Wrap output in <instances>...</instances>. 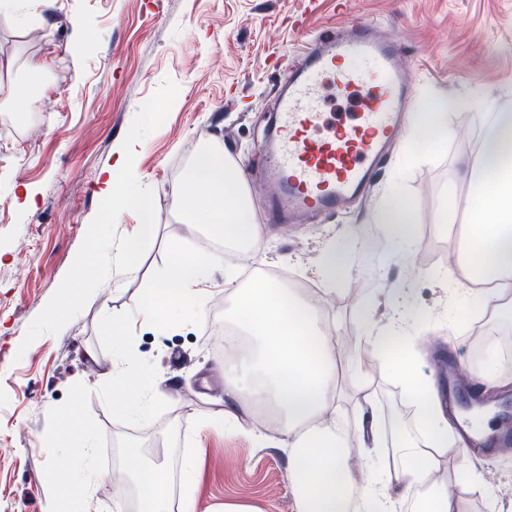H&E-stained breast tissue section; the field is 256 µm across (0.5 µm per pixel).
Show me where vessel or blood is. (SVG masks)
Returning <instances> with one entry per match:
<instances>
[{"mask_svg":"<svg viewBox=\"0 0 512 512\" xmlns=\"http://www.w3.org/2000/svg\"><path fill=\"white\" fill-rule=\"evenodd\" d=\"M329 75L366 94L350 121L323 136L322 86ZM412 89L410 73L369 21L355 20L349 34L320 40L277 99L266 180L276 212L330 211L363 195L398 135Z\"/></svg>","mask_w":512,"mask_h":512,"instance_id":"vessel-or-blood-1","label":"vessel or blood"}]
</instances>
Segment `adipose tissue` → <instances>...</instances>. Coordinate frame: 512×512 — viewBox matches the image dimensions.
I'll list each match as a JSON object with an SVG mask.
<instances>
[{
	"instance_id": "1",
	"label": "adipose tissue",
	"mask_w": 512,
	"mask_h": 512,
	"mask_svg": "<svg viewBox=\"0 0 512 512\" xmlns=\"http://www.w3.org/2000/svg\"><path fill=\"white\" fill-rule=\"evenodd\" d=\"M473 201L470 223L462 225L459 249L479 255L484 270L496 286L483 292L503 319L512 322V110L497 113L487 131L477 161L463 174ZM98 194L105 200L129 198L138 209L140 223L126 249L128 267H135L140 253L155 243L157 226L152 199L133 193L128 183L115 180L111 170H102ZM176 206L188 228L205 226L216 238L228 243L256 241L249 191L235 164L223 148L210 145L190 163ZM176 260L163 274V285L150 289L134 304L132 317L162 327L201 312V285L216 266L214 253L188 249L183 243L170 246ZM251 338L230 359L231 364L251 371L249 380L233 375L224 378L227 400L251 408L270 405L278 413L276 431L283 438L290 464L294 512H403L409 499H416L418 512H470L469 500L449 492L437 479V471L448 452V419L433 382L421 379L415 361L397 357L395 372L411 404L419 414L421 440L401 448L404 470L389 474L387 481L358 482L357 470H369L372 462L361 459L359 469L347 462L345 429L332 418L334 411L336 347L327 332L316 301L299 297L267 277H253L244 290L227 296ZM393 315L387 327L363 320L362 331L381 347L403 335L409 308L404 291L392 296ZM112 406L125 417H149L155 398L149 384L137 373L112 376ZM70 426L64 447L78 451L72 492L90 494L103 478L88 459L95 435L75 424ZM126 457L137 458L127 468V480L135 495L137 512H193L190 479L174 484L168 471L140 461V451L127 449ZM403 490L395 494L392 484ZM180 499H173V492Z\"/></svg>"
}]
</instances>
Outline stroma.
<instances>
[{"mask_svg":"<svg viewBox=\"0 0 512 512\" xmlns=\"http://www.w3.org/2000/svg\"><path fill=\"white\" fill-rule=\"evenodd\" d=\"M22 7L37 25L0 21V80L15 91L0 99V512H54L59 504L68 512H119L126 500L115 476L128 448L147 456L161 449V465L177 474L184 456L196 453L195 512H220L228 502L293 512L288 455L276 436L260 442L200 425L202 413L224 406V354L215 340L235 322L216 305L225 295L223 267L214 268L208 303L191 321L160 328L130 320L127 365L158 397L151 416L131 421L107 402L112 387L102 374L113 350L106 326L161 287L172 241L200 248L204 234L181 221L173 191L197 150L214 142L242 170L259 226L250 264L236 267V286L277 272L301 290L317 285L313 271L326 247L346 258L349 275L337 281L323 315L334 343L356 339L336 377L335 414L350 427V466L371 449L388 467L393 446L418 435L395 353H379L362 335L366 303L375 322L388 323L383 293L411 286L414 316L397 353L412 356L423 379H438V351L460 368L478 363L489 376H512V362L474 360L475 341L512 338V323L486 317L454 267L455 232L470 210L459 174L476 160L485 132L479 115L512 107V0H22ZM358 18L409 62L412 110L449 102L447 137L432 149L405 127L366 195L283 225L271 219L274 200L260 188L278 92L317 38ZM296 19L306 21L305 32L292 29ZM30 57L44 64V95L54 108L36 106L21 120L15 97L25 92ZM465 98L472 106H462ZM132 137L139 146L117 176L133 174L136 190L152 195L158 235L130 274L121 251L139 213L104 201L96 180ZM28 189L32 210L24 205ZM394 196L414 222L410 263L396 257L378 221ZM447 207L454 223L441 221ZM79 277L89 296L60 316ZM472 317L482 320L475 336L464 327ZM366 396L382 443L376 450L353 427ZM73 406L94 432L93 461L107 474L85 498L42 480L62 462L65 479L75 475L74 451L60 445L64 427L49 417ZM465 467L494 489L496 512H512V441L467 458L456 434L448 436L442 480L451 493L467 494L474 512H488L480 492L456 483Z\"/></svg>","mask_w":512,"mask_h":512,"instance_id":"obj_1","label":"stroma"}]
</instances>
